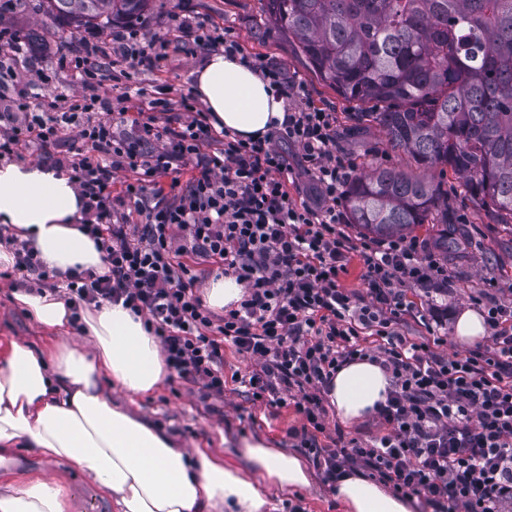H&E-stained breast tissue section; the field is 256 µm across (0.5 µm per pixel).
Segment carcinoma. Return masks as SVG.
I'll list each match as a JSON object with an SVG mask.
<instances>
[{"instance_id": "carcinoma-1", "label": "carcinoma", "mask_w": 512, "mask_h": 512, "mask_svg": "<svg viewBox=\"0 0 512 512\" xmlns=\"http://www.w3.org/2000/svg\"><path fill=\"white\" fill-rule=\"evenodd\" d=\"M55 24L145 19L149 0H40ZM270 30L293 37L313 72L363 116L386 146L426 169L449 167L499 224H512V0H261ZM349 220L376 238L439 229L440 187L376 166L345 190Z\"/></svg>"}]
</instances>
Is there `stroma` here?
I'll use <instances>...</instances> for the list:
<instances>
[{
	"instance_id": "obj_1",
	"label": "stroma",
	"mask_w": 512,
	"mask_h": 512,
	"mask_svg": "<svg viewBox=\"0 0 512 512\" xmlns=\"http://www.w3.org/2000/svg\"><path fill=\"white\" fill-rule=\"evenodd\" d=\"M39 7L38 0H23L8 16L14 30L36 35L28 47L26 60L15 66L16 88H25L32 69L44 68L52 72L60 87L75 94L83 93V86L66 68L65 61L80 51L84 29L73 31L66 26L48 24ZM178 14L223 25L233 32L247 60L276 63L290 80L305 84L311 102L335 113L336 148L350 159L354 171H366L378 165L414 171L410 156L388 150L376 127L366 126L357 137L345 135L354 104L346 102L314 74L296 53L291 39L267 33L260 0H152L141 26L148 35L165 39L167 47L166 56L158 67L138 74L139 80L150 90L163 93L168 99L192 94V73L207 57L205 51H191L184 45L174 21ZM424 176L447 193L448 220L459 231L460 246L448 251V295L430 299L423 293L410 292V299L423 316L419 319L405 317L402 329L414 338L424 336L428 333L425 319L440 317L445 352L462 354L466 348L455 340L458 315L473 308L475 300L484 294L512 297V227L494 223L487 212L473 202L462 180L450 168L428 170ZM31 281V274L23 270L12 268L5 274L0 272L1 345L12 340L35 344L45 340V331L11 299L13 290L29 288ZM247 366V359L232 344H225L223 395L208 394L201 385L174 374L157 394L135 399L133 408L154 426L175 432L183 448L220 449L225 461L235 465L240 464L241 459L234 449L224 448L223 438L257 436L284 452L300 453L299 441L291 432L301 427L302 417L288 404L253 403L250 393L234 380ZM35 475L59 478L67 486L65 512H109L106 502L79 471L65 462L37 457L24 448L16 449L15 460L9 468H0V485Z\"/></svg>"
}]
</instances>
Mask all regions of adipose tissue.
Segmentation results:
<instances>
[{
  "label": "adipose tissue",
  "mask_w": 512,
  "mask_h": 512,
  "mask_svg": "<svg viewBox=\"0 0 512 512\" xmlns=\"http://www.w3.org/2000/svg\"><path fill=\"white\" fill-rule=\"evenodd\" d=\"M195 93L214 126L241 138L262 137L284 116L282 98L239 56L211 55L194 72ZM82 202L69 177L41 166L0 164V227L27 241L48 269L104 273L93 239L76 225ZM14 301L53 345L10 341L0 346V464L13 449L67 461L106 499L112 512H265V488L288 499L312 484L307 462L243 440L241 470L209 448L186 456L173 434L157 430L113 402L103 380L131 396L153 395L167 380L157 340L122 305H105L83 317L89 348L66 343L72 309L57 294L17 292ZM389 377L367 360L341 368L327 397L337 417L359 422L384 401ZM343 512H416L402 497L361 475L333 489ZM66 490L57 480L35 478L7 485L0 512H64Z\"/></svg>",
  "instance_id": "1"
}]
</instances>
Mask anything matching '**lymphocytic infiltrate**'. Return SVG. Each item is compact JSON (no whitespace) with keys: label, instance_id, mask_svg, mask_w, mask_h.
Returning <instances> with one entry per match:
<instances>
[{"label":"lymphocytic infiltrate","instance_id":"obj_1","mask_svg":"<svg viewBox=\"0 0 512 512\" xmlns=\"http://www.w3.org/2000/svg\"><path fill=\"white\" fill-rule=\"evenodd\" d=\"M191 49L239 52L220 25L178 23ZM116 46L88 40L71 62L88 94L41 91L51 73H31V93L0 107V158L43 150L78 130L83 148L63 165L83 204L80 229L107 267L73 271L63 294L73 310L120 303L140 316L157 339L168 369L207 392H224V346L232 344L254 367L241 375L253 401L292 399L304 423L301 447L328 483L359 473L416 497L434 512H512V301L487 295L485 321L493 349L477 345L448 356L444 340H411L400 329L415 307L412 290H444L448 271L415 240L356 238L343 224V188L351 164L331 145V113L311 105L303 85L272 63L258 71L289 101L279 128L243 140L209 124L203 112L162 126L110 111L98 94L113 58L153 68L165 41L130 25L113 33ZM302 151L315 183L311 201L295 203L285 189L292 176L280 143ZM191 168L187 181L177 174ZM128 169L135 182L112 194V172ZM171 175L170 186L159 179ZM140 216L129 223L119 204ZM363 266L364 293L344 288L352 259ZM220 265L244 287L237 306L214 321L190 260ZM369 360L389 376L374 420L383 434L348 448H319L323 405L337 371Z\"/></svg>","mask_w":512,"mask_h":512}]
</instances>
